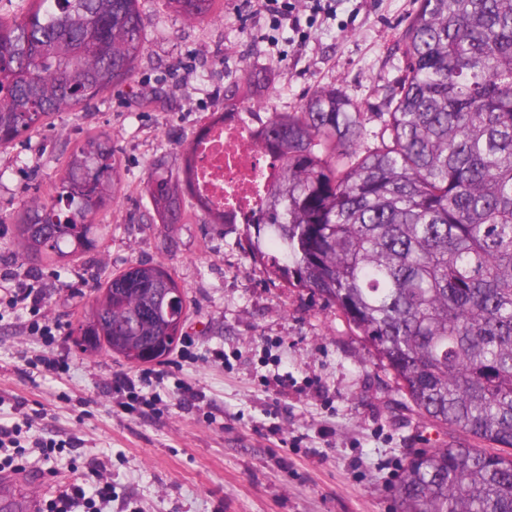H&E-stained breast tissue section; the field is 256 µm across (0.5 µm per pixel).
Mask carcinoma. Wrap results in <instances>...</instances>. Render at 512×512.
Wrapping results in <instances>:
<instances>
[{
    "instance_id": "1",
    "label": "carcinoma",
    "mask_w": 512,
    "mask_h": 512,
    "mask_svg": "<svg viewBox=\"0 0 512 512\" xmlns=\"http://www.w3.org/2000/svg\"><path fill=\"white\" fill-rule=\"evenodd\" d=\"M214 0H171L192 20ZM139 0H31L0 20V146L53 112L131 83L143 51ZM406 74L379 143L332 88L274 112L261 144L279 185L246 225L254 254L336 305L425 418L477 445L410 456L400 512H512V0H419L403 33ZM190 156L155 164L153 220L189 212ZM109 137H88L53 194L16 235L52 269L97 249L95 223L118 194ZM184 289L161 262L136 261L98 289L74 344L130 364L171 351Z\"/></svg>"
}]
</instances>
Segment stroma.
<instances>
[{"mask_svg":"<svg viewBox=\"0 0 512 512\" xmlns=\"http://www.w3.org/2000/svg\"><path fill=\"white\" fill-rule=\"evenodd\" d=\"M221 0L191 22L168 0H139L144 49L130 85L86 107L52 115L0 147V271L33 279L59 326L43 346L28 316L0 312V419L37 414L44 437L79 439L47 460L23 455L22 479L50 499L88 485V458L109 462L112 501L103 512H398L396 486L410 453L468 442L422 417L387 367L334 305L289 286L252 258L245 225L196 215L155 224L144 192L150 167L177 171L198 129L224 109V88L244 69L268 74L265 112H294L317 90L335 88L379 131L391 90L406 73L402 34L417 0H335L286 58L269 52L266 22ZM153 104L144 105L142 96ZM112 137L121 190L97 250L79 266L40 268L13 225L32 199L51 193L70 153L87 137ZM164 262L186 292L183 339L193 358L170 352L128 365L74 345L95 289L130 262ZM224 361L209 363L211 349ZM57 359L51 375L31 365ZM160 371L143 387L151 404L118 408L104 384L114 372ZM200 409H181L184 387Z\"/></svg>","mask_w":512,"mask_h":512,"instance_id":"35a3bbf8","label":"stroma"}]
</instances>
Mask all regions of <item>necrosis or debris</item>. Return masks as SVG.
Here are the masks:
<instances>
[{"label": "necrosis or debris", "instance_id": "1", "mask_svg": "<svg viewBox=\"0 0 512 512\" xmlns=\"http://www.w3.org/2000/svg\"><path fill=\"white\" fill-rule=\"evenodd\" d=\"M261 122L243 112L225 113L193 139L192 196L224 213L228 224L252 223L280 176L279 158L261 146Z\"/></svg>", "mask_w": 512, "mask_h": 512}]
</instances>
